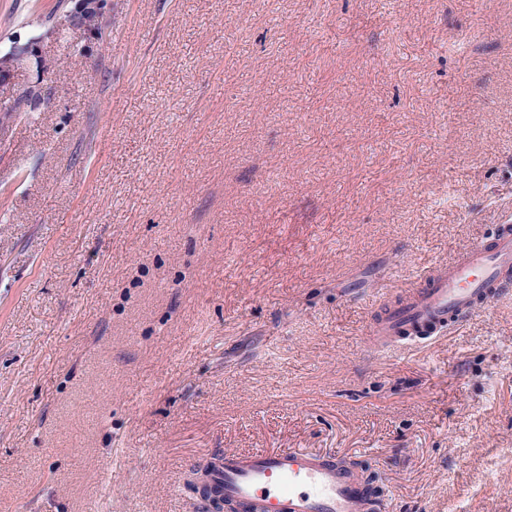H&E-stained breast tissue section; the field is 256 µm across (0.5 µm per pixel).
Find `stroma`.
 Instances as JSON below:
<instances>
[{
	"label": "stroma",
	"instance_id": "obj_1",
	"mask_svg": "<svg viewBox=\"0 0 512 512\" xmlns=\"http://www.w3.org/2000/svg\"><path fill=\"white\" fill-rule=\"evenodd\" d=\"M0 0V512H207L296 448L387 512H512V295L372 347L407 279L512 224V0ZM74 3L68 15V28L80 43V52L90 48L93 41L102 36L100 18L105 8L104 0H72ZM39 44L38 38H33L24 44L14 43L0 56V86L11 83L14 73L31 61H34L41 80L53 70L55 58L47 59L43 56ZM36 86L37 85H28V86L21 87V88L17 89L15 95H13L11 98H9L7 100L0 99L1 111L5 112L7 110H13L16 107L20 97L25 94H28L32 90H36V88H35ZM39 104H40L39 94L38 93H29V95H27L24 98L23 106L20 107L19 109L15 110L14 112H33L35 109L38 108Z\"/></svg>",
	"mask_w": 512,
	"mask_h": 512
}]
</instances>
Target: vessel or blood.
<instances>
[{
  "instance_id": "vessel-or-blood-1",
  "label": "vessel or blood",
  "mask_w": 512,
  "mask_h": 512,
  "mask_svg": "<svg viewBox=\"0 0 512 512\" xmlns=\"http://www.w3.org/2000/svg\"><path fill=\"white\" fill-rule=\"evenodd\" d=\"M512 294V225L493 242L459 252L406 283L397 301L372 319L367 340L378 347L403 337L431 340L448 326ZM216 483L240 512H384L358 475L331 455L294 448L225 451Z\"/></svg>"
}]
</instances>
